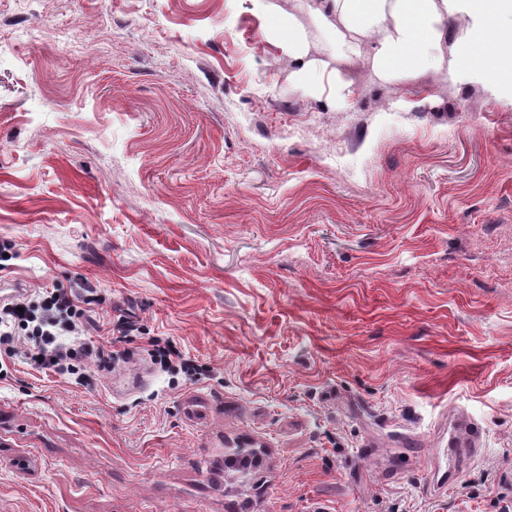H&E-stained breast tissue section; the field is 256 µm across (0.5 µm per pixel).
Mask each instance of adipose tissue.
Masks as SVG:
<instances>
[{"mask_svg":"<svg viewBox=\"0 0 512 512\" xmlns=\"http://www.w3.org/2000/svg\"><path fill=\"white\" fill-rule=\"evenodd\" d=\"M251 3L287 42L301 77L319 73L331 60L340 88H350L355 77L349 65L367 54L378 78L444 68L512 105V0H312L313 14L336 21L326 61L310 56L306 31L295 15L273 0ZM452 21L459 37L449 46L444 36Z\"/></svg>","mask_w":512,"mask_h":512,"instance_id":"adipose-tissue-1","label":"adipose tissue"}]
</instances>
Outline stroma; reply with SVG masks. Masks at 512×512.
Returning a JSON list of instances; mask_svg holds the SVG:
<instances>
[{"label": "stroma", "instance_id": "35a3bbf8", "mask_svg": "<svg viewBox=\"0 0 512 512\" xmlns=\"http://www.w3.org/2000/svg\"><path fill=\"white\" fill-rule=\"evenodd\" d=\"M357 68L301 85L249 0H0V284L85 330L80 380L0 347V512L512 506V105ZM458 407L486 447L433 492Z\"/></svg>", "mask_w": 512, "mask_h": 512}]
</instances>
